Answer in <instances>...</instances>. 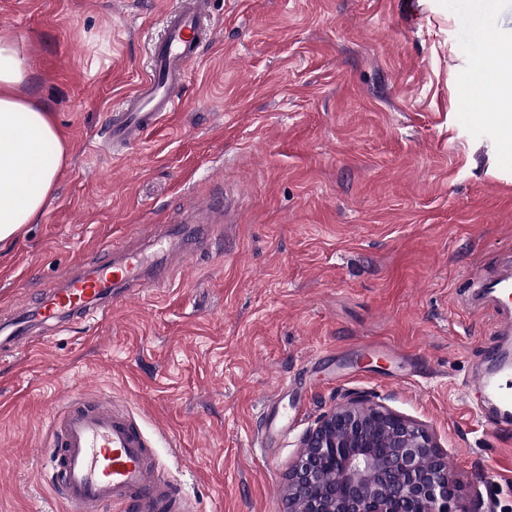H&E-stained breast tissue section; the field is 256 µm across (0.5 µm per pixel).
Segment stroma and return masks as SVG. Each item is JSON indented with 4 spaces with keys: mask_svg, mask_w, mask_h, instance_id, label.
<instances>
[{
    "mask_svg": "<svg viewBox=\"0 0 512 512\" xmlns=\"http://www.w3.org/2000/svg\"><path fill=\"white\" fill-rule=\"evenodd\" d=\"M176 3L0 0L66 144L41 219L0 244V310L130 225L216 229L165 252V286L0 355V512H68L47 413L82 392L126 402L195 512H287L300 438L355 397L425 424L460 496L512 512V432L466 393L493 313L461 296L512 254L500 97L470 91L512 0H213L180 108L113 155L106 116ZM160 229L157 235L164 237H182L185 245H189L195 252L208 250V242L212 233L209 224H154Z\"/></svg>",
    "mask_w": 512,
    "mask_h": 512,
    "instance_id": "stroma-1",
    "label": "stroma"
}]
</instances>
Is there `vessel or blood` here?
<instances>
[{"label":"vessel or blood","mask_w":512,"mask_h":512,"mask_svg":"<svg viewBox=\"0 0 512 512\" xmlns=\"http://www.w3.org/2000/svg\"><path fill=\"white\" fill-rule=\"evenodd\" d=\"M212 0H180L166 19L165 35L151 46L149 72L134 92L107 116L106 141L129 153L150 131L178 110L180 93L202 43L214 33ZM165 237L184 238L194 251L208 248L207 224H164ZM177 275L164 263H145L141 251L117 247L115 254L81 264L61 288L25 315L0 323V351L15 353L34 331L69 324ZM466 285L496 295L502 316L500 341L488 364L468 381L475 408L492 429L512 426V261L496 276L469 275ZM50 465L69 512H191L187 498L156 461L149 440L121 404L88 392L51 413Z\"/></svg>","instance_id":"vessel-or-blood-1"}]
</instances>
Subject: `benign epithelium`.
<instances>
[{
  "mask_svg": "<svg viewBox=\"0 0 512 512\" xmlns=\"http://www.w3.org/2000/svg\"><path fill=\"white\" fill-rule=\"evenodd\" d=\"M457 497L433 434L362 399L321 416L288 470L287 512H493L477 494Z\"/></svg>",
  "mask_w": 512,
  "mask_h": 512,
  "instance_id": "obj_1",
  "label": "benign epithelium"
}]
</instances>
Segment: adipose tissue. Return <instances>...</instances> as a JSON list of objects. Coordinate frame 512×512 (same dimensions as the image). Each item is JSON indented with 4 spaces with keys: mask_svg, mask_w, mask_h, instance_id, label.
I'll return each mask as SVG.
<instances>
[{
    "mask_svg": "<svg viewBox=\"0 0 512 512\" xmlns=\"http://www.w3.org/2000/svg\"><path fill=\"white\" fill-rule=\"evenodd\" d=\"M33 75L19 43L0 33V243L41 216L65 155L51 110L22 96Z\"/></svg>",
    "mask_w": 512,
    "mask_h": 512,
    "instance_id": "ef3b65f1",
    "label": "adipose tissue"
}]
</instances>
